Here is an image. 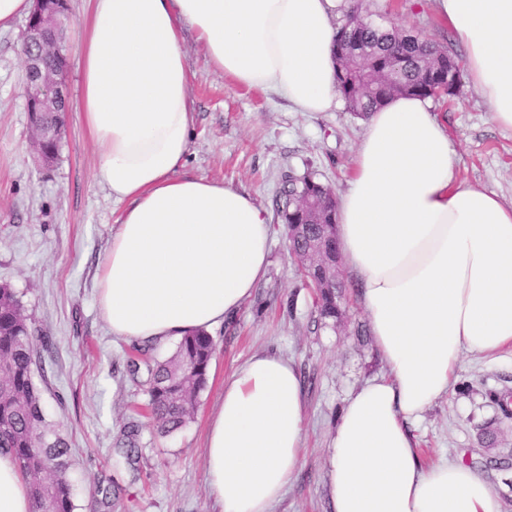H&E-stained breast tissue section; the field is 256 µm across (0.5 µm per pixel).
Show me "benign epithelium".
Masks as SVG:
<instances>
[{"mask_svg":"<svg viewBox=\"0 0 512 512\" xmlns=\"http://www.w3.org/2000/svg\"><path fill=\"white\" fill-rule=\"evenodd\" d=\"M67 0H32L23 35L26 68L25 97L31 125L33 149L38 161L46 163L47 136L44 116L64 112L67 103V65L57 62L64 57L60 31L68 20ZM304 274V280L315 286L329 277H339L340 256L332 237L316 242L303 256L290 253Z\"/></svg>","mask_w":512,"mask_h":512,"instance_id":"benign-epithelium-1","label":"benign epithelium"}]
</instances>
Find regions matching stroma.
<instances>
[{
	"mask_svg": "<svg viewBox=\"0 0 512 512\" xmlns=\"http://www.w3.org/2000/svg\"><path fill=\"white\" fill-rule=\"evenodd\" d=\"M375 14L464 54L460 38L440 22L433 0H369ZM88 0H69L64 41L70 98L81 92L80 22ZM25 19L0 29V283L20 298L37 335L34 379L43 391L47 421L70 456L74 512H215L204 466L207 422L223 379L251 355L268 352L295 363L306 396L302 462L274 512H332L330 440L347 398L385 368L374 347L353 273L341 275L344 305L336 320L322 318L288 253L286 226L277 212L285 172H307L334 194L348 185L363 119L338 106L300 112L272 91L234 86L207 65L193 33L184 50L194 99L185 173L231 185L267 211L270 264L253 296L232 319L210 330L216 350L194 416L162 434L145 411L149 373L131 374L132 343L115 339L99 309L97 271L124 206L95 177L99 151L78 112L65 115L59 159L37 164L23 93L21 52ZM431 110L446 126L463 182L512 204V130L494 123L471 87ZM512 392V354H463L448 395L412 432L427 461L452 459L481 475L499 512H512V420L503 418L489 391ZM496 421L495 451L481 447V425ZM136 426L133 440L124 431ZM111 487L110 505L100 488Z\"/></svg>",
	"mask_w": 512,
	"mask_h": 512,
	"instance_id": "obj_1",
	"label": "stroma"
}]
</instances>
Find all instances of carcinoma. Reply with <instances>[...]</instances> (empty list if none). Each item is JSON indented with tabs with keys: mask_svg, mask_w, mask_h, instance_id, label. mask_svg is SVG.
Segmentation results:
<instances>
[{
	"mask_svg": "<svg viewBox=\"0 0 512 512\" xmlns=\"http://www.w3.org/2000/svg\"><path fill=\"white\" fill-rule=\"evenodd\" d=\"M359 14H370L365 0H351L338 27L349 43L361 49L359 55H336L337 90L347 111L365 118L396 95L429 98L436 78L442 75L461 82L463 68L448 48L393 24H359ZM323 193V185L312 173L299 178L285 175L280 213L291 248L298 249L296 236L316 231L308 215L290 208L291 198ZM315 302L323 318L340 317L336 288L315 289ZM214 350L213 337L196 331L179 340L171 357L156 363L148 406L161 430L172 432L191 419ZM35 364L29 318L15 289L1 283L0 451L12 455L28 481L33 512H74L68 448L46 422L42 391L33 377Z\"/></svg>",
	"mask_w": 512,
	"mask_h": 512,
	"instance_id": "1",
	"label": "carcinoma"
}]
</instances>
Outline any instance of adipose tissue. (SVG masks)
Here are the masks:
<instances>
[{"label":"adipose tissue","instance_id":"adipose-tissue-1","mask_svg":"<svg viewBox=\"0 0 512 512\" xmlns=\"http://www.w3.org/2000/svg\"><path fill=\"white\" fill-rule=\"evenodd\" d=\"M76 110L100 149L98 180L124 205L98 271L113 336L164 343L235 315L265 275L268 214L250 194L181 175L194 111L193 32L234 85L330 112L341 0H91ZM465 73L512 130V0H435ZM340 254L387 368L343 407L330 443L333 512H498L485 480L426 462L409 430L456 378L463 352L512 350V205L465 184L428 100L372 112L336 203ZM305 402L293 362L251 356L224 378L205 467L219 512H273L301 463ZM0 512H32L0 452Z\"/></svg>","mask_w":512,"mask_h":512}]
</instances>
